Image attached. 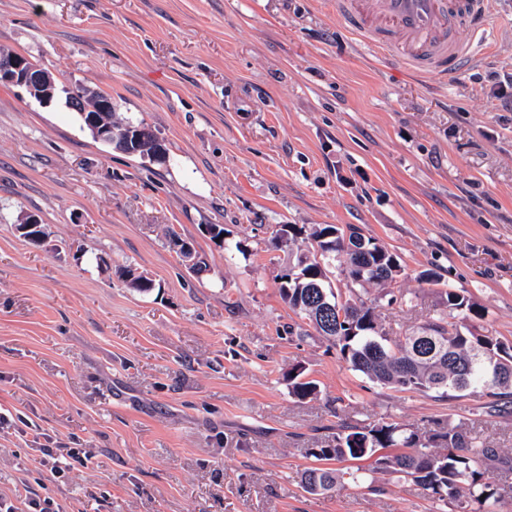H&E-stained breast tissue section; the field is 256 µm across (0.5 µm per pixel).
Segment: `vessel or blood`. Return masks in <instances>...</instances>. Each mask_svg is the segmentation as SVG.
Segmentation results:
<instances>
[{
  "instance_id": "1",
  "label": "vessel or blood",
  "mask_w": 512,
  "mask_h": 512,
  "mask_svg": "<svg viewBox=\"0 0 512 512\" xmlns=\"http://www.w3.org/2000/svg\"><path fill=\"white\" fill-rule=\"evenodd\" d=\"M488 0H336L337 10L373 53L419 77L460 72L473 61L464 27L487 22Z\"/></svg>"
}]
</instances>
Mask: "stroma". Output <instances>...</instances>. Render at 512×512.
<instances>
[{"label": "stroma", "instance_id": "obj_1", "mask_svg": "<svg viewBox=\"0 0 512 512\" xmlns=\"http://www.w3.org/2000/svg\"><path fill=\"white\" fill-rule=\"evenodd\" d=\"M473 63L419 79L378 59L326 0H0V50L51 72L50 102L0 85V500L24 512H430L411 478L346 461L360 486L310 494L306 451L341 423L442 420L512 457V403L440 400L347 367L283 301L296 245L277 224H353L397 254L402 336L459 320L436 272L483 309L477 336L512 341V0L463 29ZM108 93L166 161L92 137L64 95ZM40 217L47 243L16 230ZM224 227V241L207 225ZM176 233L208 268L192 273ZM242 252L225 255V243ZM152 279L130 288L123 269ZM317 392L301 398L288 372ZM79 449L59 476L44 449Z\"/></svg>", "mask_w": 512, "mask_h": 512}]
</instances>
